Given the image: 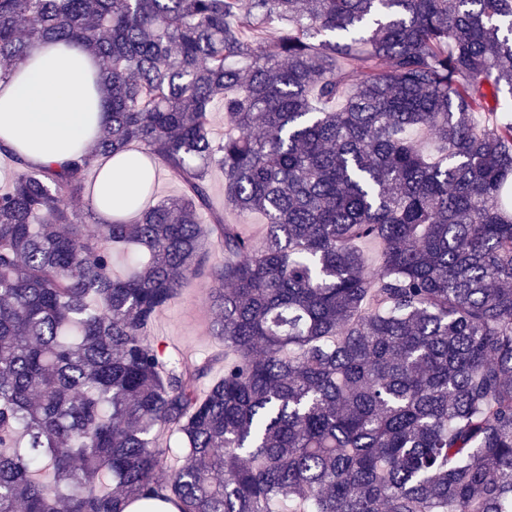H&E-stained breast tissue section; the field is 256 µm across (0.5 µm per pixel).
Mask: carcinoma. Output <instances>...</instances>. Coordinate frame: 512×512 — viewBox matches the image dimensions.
<instances>
[{"label":"carcinoma","mask_w":512,"mask_h":512,"mask_svg":"<svg viewBox=\"0 0 512 512\" xmlns=\"http://www.w3.org/2000/svg\"><path fill=\"white\" fill-rule=\"evenodd\" d=\"M43 38L99 58L107 111L0 193V512H512V0H0V79ZM133 147L183 194L79 223ZM191 276L203 394L150 336ZM208 183L210 187L211 207L216 211H224V218L230 224H241L247 229L256 230L265 224V218L260 213L241 214L224 205V170L217 165L209 169Z\"/></svg>","instance_id":"carcinoma-1"}]
</instances>
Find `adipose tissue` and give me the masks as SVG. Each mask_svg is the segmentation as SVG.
I'll use <instances>...</instances> for the list:
<instances>
[{
	"label": "adipose tissue",
	"mask_w": 512,
	"mask_h": 512,
	"mask_svg": "<svg viewBox=\"0 0 512 512\" xmlns=\"http://www.w3.org/2000/svg\"><path fill=\"white\" fill-rule=\"evenodd\" d=\"M99 71L95 54L79 43L34 42L0 80V143L30 167L65 165L105 118L94 88ZM144 157L130 151L97 162L93 209L99 223L124 214L126 197L143 180Z\"/></svg>",
	"instance_id": "adipose-tissue-1"
}]
</instances>
